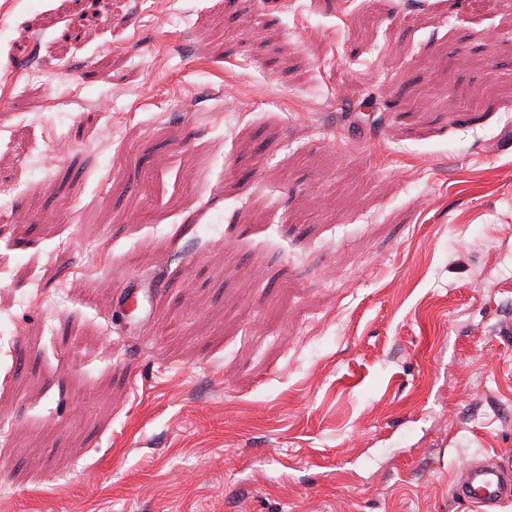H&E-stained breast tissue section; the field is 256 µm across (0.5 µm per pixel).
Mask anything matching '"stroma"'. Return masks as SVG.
I'll use <instances>...</instances> for the list:
<instances>
[{"mask_svg":"<svg viewBox=\"0 0 512 512\" xmlns=\"http://www.w3.org/2000/svg\"><path fill=\"white\" fill-rule=\"evenodd\" d=\"M112 2L0 11V512H470L512 0Z\"/></svg>","mask_w":512,"mask_h":512,"instance_id":"35a3bbf8","label":"stroma"}]
</instances>
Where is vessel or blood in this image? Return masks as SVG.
<instances>
[{"instance_id": "obj_1", "label": "vessel or blood", "mask_w": 512, "mask_h": 512, "mask_svg": "<svg viewBox=\"0 0 512 512\" xmlns=\"http://www.w3.org/2000/svg\"><path fill=\"white\" fill-rule=\"evenodd\" d=\"M452 495L473 505L477 512H496L504 502L512 500V454L468 465L464 479L454 484Z\"/></svg>"}]
</instances>
